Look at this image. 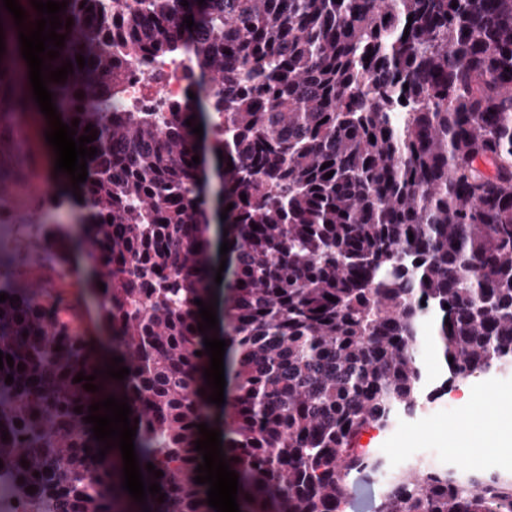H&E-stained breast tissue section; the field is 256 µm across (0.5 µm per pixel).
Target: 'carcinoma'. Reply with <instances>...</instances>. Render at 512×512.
Returning a JSON list of instances; mask_svg holds the SVG:
<instances>
[{"label":"carcinoma","mask_w":512,"mask_h":512,"mask_svg":"<svg viewBox=\"0 0 512 512\" xmlns=\"http://www.w3.org/2000/svg\"><path fill=\"white\" fill-rule=\"evenodd\" d=\"M107 2L67 0L51 68L69 60L73 73L48 89L77 135L97 131L83 236L112 355L130 370L112 395L139 419L142 473L166 494L147 506L215 512L195 483L197 425L214 409L201 393L208 336L227 341L224 447L241 512H343L352 473L386 470L357 447L363 431L512 369V0H138L130 20ZM0 22L11 85L18 27L2 6ZM184 42L195 98L123 106L121 57L147 63ZM46 229L67 257L71 231ZM1 292L19 297L0 303V352L14 360L0 370L3 470L54 512H142L121 488L119 448L93 458L103 444L83 417L107 398L96 347L33 289ZM196 299L217 302L219 330L198 331ZM428 323L436 384L418 359ZM80 372L99 390L73 382ZM375 512H512V473L420 460L386 477Z\"/></svg>","instance_id":"carcinoma-1"}]
</instances>
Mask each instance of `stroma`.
<instances>
[{"label": "stroma", "mask_w": 512, "mask_h": 512, "mask_svg": "<svg viewBox=\"0 0 512 512\" xmlns=\"http://www.w3.org/2000/svg\"><path fill=\"white\" fill-rule=\"evenodd\" d=\"M14 97L11 87L0 90V201L5 204V213L17 224L31 218L44 224L68 218L72 181L69 175L54 172L56 154L45 139L48 121L34 103L25 115H16ZM40 183L50 186L49 194H35ZM13 281L43 287L46 299L63 308L66 319L81 323L82 333L90 336L97 347L111 348L112 338L103 324L97 294L85 286L80 273L57 282L48 271L21 272ZM482 394L487 397L484 418L496 417L498 404L512 401V370L473 378L389 430L368 429L359 444L401 458L405 470L410 469L414 455L425 456L434 449L441 464L450 462L473 473L512 471L511 449L481 448L461 455L448 446L449 437L457 434L460 421L472 414L475 398Z\"/></svg>", "instance_id": "stroma-1"}]
</instances>
